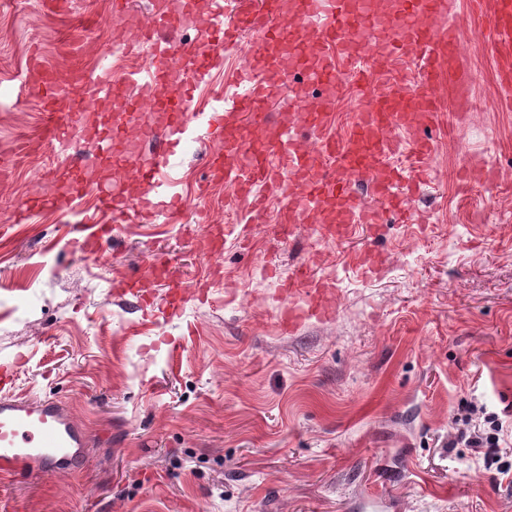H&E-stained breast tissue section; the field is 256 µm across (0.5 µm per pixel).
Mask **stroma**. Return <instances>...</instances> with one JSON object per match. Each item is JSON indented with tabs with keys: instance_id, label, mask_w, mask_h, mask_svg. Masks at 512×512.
I'll list each match as a JSON object with an SVG mask.
<instances>
[{
	"instance_id": "obj_1",
	"label": "stroma",
	"mask_w": 512,
	"mask_h": 512,
	"mask_svg": "<svg viewBox=\"0 0 512 512\" xmlns=\"http://www.w3.org/2000/svg\"><path fill=\"white\" fill-rule=\"evenodd\" d=\"M451 2L477 104L444 101L414 223L386 213L339 240L310 224L283 234L278 205L251 217L222 184L198 198L202 135L165 170L189 200L178 222L112 216L90 191L15 222L68 154L21 91L32 51L62 79L96 74L163 5L132 0L117 21L112 0H0V365L13 396L60 400L89 439L72 470L0 474V512H512V475L452 427L472 402L512 422V111L477 49L484 24ZM252 47L246 35L225 54L194 106L219 108ZM482 164L500 180L460 192ZM202 209L227 228L220 251ZM87 215L110 239L79 249L68 227ZM302 263L331 284L334 314L286 333L281 285ZM135 280L146 308L126 293ZM172 280L186 292L175 315Z\"/></svg>"
}]
</instances>
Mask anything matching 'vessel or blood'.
Listing matches in <instances>:
<instances>
[{
	"label": "vessel or blood",
	"mask_w": 512,
	"mask_h": 512,
	"mask_svg": "<svg viewBox=\"0 0 512 512\" xmlns=\"http://www.w3.org/2000/svg\"><path fill=\"white\" fill-rule=\"evenodd\" d=\"M472 14L489 30L486 44L505 91H512V0H472ZM449 0H210V13L197 23L193 0H169L167 10L140 33L152 55L145 96H128L133 73L118 79L77 74L92 97L77 99L59 82L40 56H32L29 98L42 110V137L48 143L71 142L88 114L101 118L90 150H76L68 166L71 194L86 185L82 160L92 153L113 170L126 167L131 155L126 126L105 120L110 104L122 111L151 107L160 124L142 132L137 174L147 191L130 198L111 183L95 186L100 203L116 215L162 208L177 217L186 207L168 194L156 177L177 148L205 126L214 149L209 178L229 184L251 213L266 211L279 199V221L287 228L316 224L345 238L356 224L379 223L382 213L410 212L428 178L431 139L414 138L408 166L392 164L398 134L412 126L436 127L438 92L464 95L472 71L460 54L459 25L448 20ZM200 24L198 43L178 40L183 27ZM249 34L254 50L234 92L220 110L193 111L189 88L224 56L225 47ZM318 87L322 95L303 110L304 125L315 145L295 139L287 123L267 110L271 95L295 92L296 84ZM354 84L361 108L345 137L329 134V108L344 85ZM307 267L287 286L280 313L290 331L307 312L330 317L329 286L314 289L305 307L297 284ZM87 445L86 433L72 413L49 399L24 401L0 395V470L22 473L33 468L65 471L74 467Z\"/></svg>",
	"instance_id": "1"
}]
</instances>
